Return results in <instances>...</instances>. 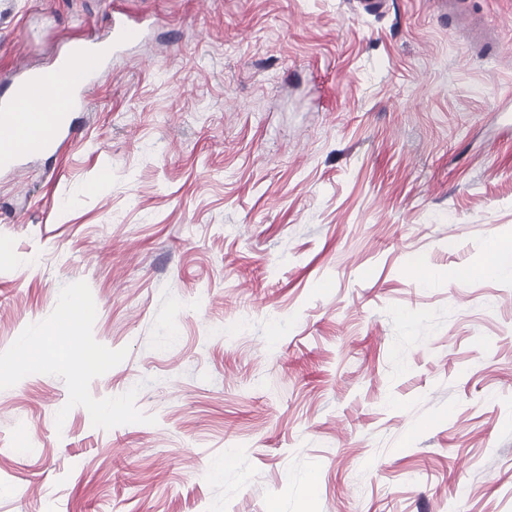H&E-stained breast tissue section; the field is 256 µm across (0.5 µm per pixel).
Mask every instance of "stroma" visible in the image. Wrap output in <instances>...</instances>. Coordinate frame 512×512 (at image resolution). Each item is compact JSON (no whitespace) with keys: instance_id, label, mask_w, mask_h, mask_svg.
Segmentation results:
<instances>
[{"instance_id":"35a3bbf8","label":"stroma","mask_w":512,"mask_h":512,"mask_svg":"<svg viewBox=\"0 0 512 512\" xmlns=\"http://www.w3.org/2000/svg\"><path fill=\"white\" fill-rule=\"evenodd\" d=\"M456 8L495 44L439 0H0V92L135 31L0 167V512H512V271L448 277L512 241V0ZM88 317L89 310L87 308L77 307L72 301L65 300L60 306L55 330L60 336H71L76 324Z\"/></svg>"}]
</instances>
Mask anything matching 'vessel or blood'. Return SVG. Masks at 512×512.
<instances>
[{"label":"vessel or blood","instance_id":"obj_1","mask_svg":"<svg viewBox=\"0 0 512 512\" xmlns=\"http://www.w3.org/2000/svg\"><path fill=\"white\" fill-rule=\"evenodd\" d=\"M105 73L104 59L84 54L61 56L47 72L17 70L8 76L10 92L0 96V166L52 149L71 114L86 111L88 94ZM52 87L65 92L64 111L39 110Z\"/></svg>","mask_w":512,"mask_h":512}]
</instances>
